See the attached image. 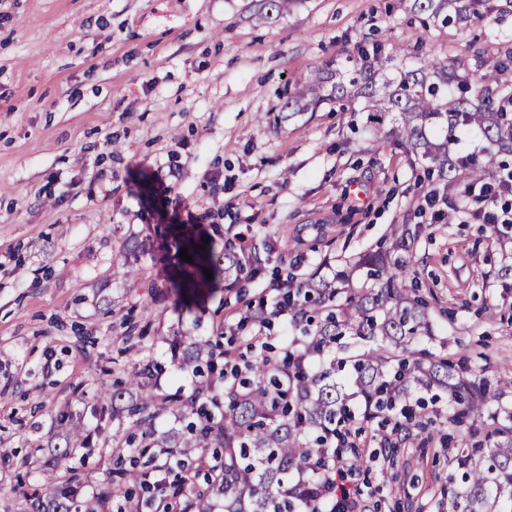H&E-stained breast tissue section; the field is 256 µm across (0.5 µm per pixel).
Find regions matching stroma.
I'll return each instance as SVG.
<instances>
[{
	"instance_id": "obj_1",
	"label": "stroma",
	"mask_w": 512,
	"mask_h": 512,
	"mask_svg": "<svg viewBox=\"0 0 512 512\" xmlns=\"http://www.w3.org/2000/svg\"><path fill=\"white\" fill-rule=\"evenodd\" d=\"M260 0H0V512H28L67 472L49 466L51 419L70 402L92 435L72 464L83 496L108 466L111 430H97L92 390L124 377L145 350L165 364L160 392H189L171 361L175 331L214 336L241 299L274 301L282 267L303 278L376 246L389 225L422 224L421 282L453 358L485 377L512 376V288L490 225L464 213L449 186L447 216L422 215L429 183L404 149L378 152L387 125L323 105L275 127L286 83L344 57L362 38L386 52L464 61L498 55L512 13L473 26H423L404 0H304L261 20ZM169 224L201 236L234 229L270 259L244 294L216 283L183 306L169 282ZM148 248L138 277L116 272L123 241ZM488 274L478 285L476 270ZM394 452L378 443L367 503L379 512H452L447 424Z\"/></svg>"
}]
</instances>
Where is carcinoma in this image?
I'll use <instances>...</instances> for the list:
<instances>
[{"label": "carcinoma", "instance_id": "1", "mask_svg": "<svg viewBox=\"0 0 512 512\" xmlns=\"http://www.w3.org/2000/svg\"><path fill=\"white\" fill-rule=\"evenodd\" d=\"M304 0H267L265 19L280 17ZM410 12L422 23L465 29L484 17L486 0H408ZM358 58L332 60L307 80L284 92L285 123L327 102L349 98L364 101L367 121L390 118L388 134L376 149L400 146L441 179L463 184L472 179L495 182L502 165L489 159L462 164L448 154L460 125L476 128L495 154L512 156V122L504 118L497 96L512 95V47L496 57H477L475 66L483 90L473 97L458 94L467 78L445 59L430 56L408 67L411 53L401 48L385 52L378 41L357 45ZM422 224H391L381 246L363 251L333 270L306 278L287 276L292 312L286 322V351L277 357L258 347L249 326L270 325L243 303L236 322L224 326L223 354L212 340L185 331L172 340V355L183 354L199 380L189 396L159 395L153 380L157 362L148 353L120 383L108 373L97 378L95 397L110 399L112 422L109 454L129 457L107 470L96 496L79 501L76 490L31 504L35 512H107L118 500L117 512H155L163 498L158 486L143 475L164 460L166 470L195 463L204 483L186 484L174 499L175 512H305L318 491L328 496L344 491L336 471L317 466L323 442L346 422L359 421L344 447L353 449L346 466L366 470L357 436L382 420L399 394L439 387L448 392V423L466 427L465 447L450 459L448 476L457 512H512V378H475L471 362L453 361L430 350L437 327L420 295L416 277L417 243ZM190 245L192 262L172 287L177 295H194L217 279L237 288L260 276L265 263L253 242L241 252L239 234L224 237L221 249L204 241ZM144 246L118 251L125 277L137 275ZM211 271L207 279L205 271ZM172 414L186 422L182 429L160 432L159 419ZM434 420L425 404L409 409L408 418L394 423L382 441L395 448L402 432L413 424L428 429ZM60 451L53 463L66 466L79 448L89 447L79 419L61 410L54 416Z\"/></svg>", "mask_w": 512, "mask_h": 512}]
</instances>
